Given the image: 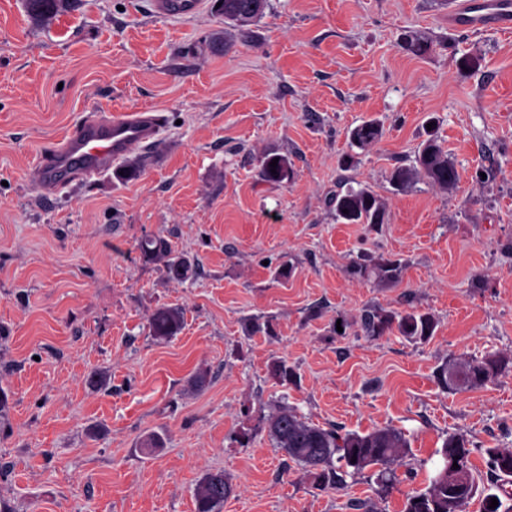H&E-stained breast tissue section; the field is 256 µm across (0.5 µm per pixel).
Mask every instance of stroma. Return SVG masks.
Returning a JSON list of instances; mask_svg holds the SVG:
<instances>
[{"label":"stroma","instance_id":"1","mask_svg":"<svg viewBox=\"0 0 512 512\" xmlns=\"http://www.w3.org/2000/svg\"><path fill=\"white\" fill-rule=\"evenodd\" d=\"M213 3L167 18L151 0H80L36 24L25 0H0V502L196 512L201 478L221 470L235 488L223 512H401L453 433L479 487L500 484L486 451L512 445V372L463 391L436 372L512 357V34L449 29L448 0H266L241 28ZM140 107L167 117L154 149L50 196L29 176L83 113ZM370 120L381 136L356 145ZM431 139L456 188L394 187ZM271 155L288 181L261 179ZM348 186L374 191L384 223L337 220L328 200ZM148 234L196 276L141 259ZM360 259L399 260L398 283L354 278ZM162 306L184 311L165 341L148 323ZM374 307L436 327L369 337ZM280 359L295 383L271 377ZM282 407L401 430L396 487L379 496L374 471L346 468L343 488L315 489L269 435ZM150 434L162 445L147 455ZM275 158H278V163L276 168H273L270 166V162H272V160ZM271 169H275L276 174H273ZM260 175L264 181L273 184H281L284 180L288 181V178L290 177V172L288 170V160L278 155L265 158L261 165Z\"/></svg>","mask_w":512,"mask_h":512}]
</instances>
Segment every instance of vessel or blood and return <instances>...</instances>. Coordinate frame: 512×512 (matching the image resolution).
Instances as JSON below:
<instances>
[{"instance_id": "b4317fda", "label": "vessel or blood", "mask_w": 512, "mask_h": 512, "mask_svg": "<svg viewBox=\"0 0 512 512\" xmlns=\"http://www.w3.org/2000/svg\"><path fill=\"white\" fill-rule=\"evenodd\" d=\"M152 6L162 16L191 15L200 9L201 0H152ZM448 22L458 30L511 33L512 0H458ZM165 123V115L153 109L89 112L75 130L35 154L30 173L48 193L63 177L99 176L126 155L154 147Z\"/></svg>"}]
</instances>
